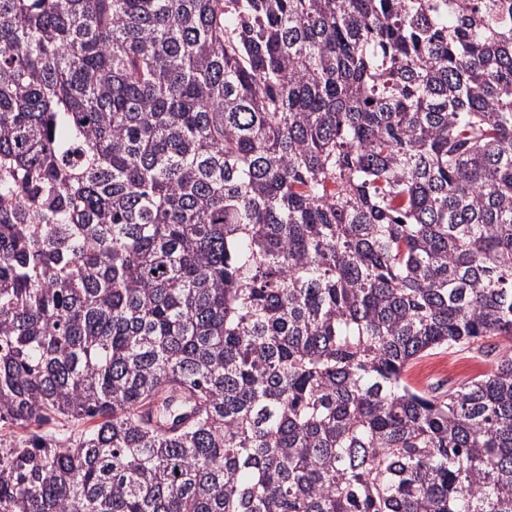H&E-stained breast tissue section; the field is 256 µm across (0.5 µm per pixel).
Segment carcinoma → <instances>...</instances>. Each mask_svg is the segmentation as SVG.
Returning <instances> with one entry per match:
<instances>
[{
    "instance_id": "cac0c4a2",
    "label": "carcinoma",
    "mask_w": 512,
    "mask_h": 512,
    "mask_svg": "<svg viewBox=\"0 0 512 512\" xmlns=\"http://www.w3.org/2000/svg\"><path fill=\"white\" fill-rule=\"evenodd\" d=\"M0 423V512H512V0H0ZM448 352L450 351L446 350L444 353L431 355L418 360L408 372L412 384L420 388H425L429 384L447 381L448 387V381L452 384L460 383L478 374L488 373L494 368L496 354L485 357L468 351L457 353ZM456 361L472 363L476 366V370L467 373H448V371L440 368L441 365L454 363Z\"/></svg>"
}]
</instances>
